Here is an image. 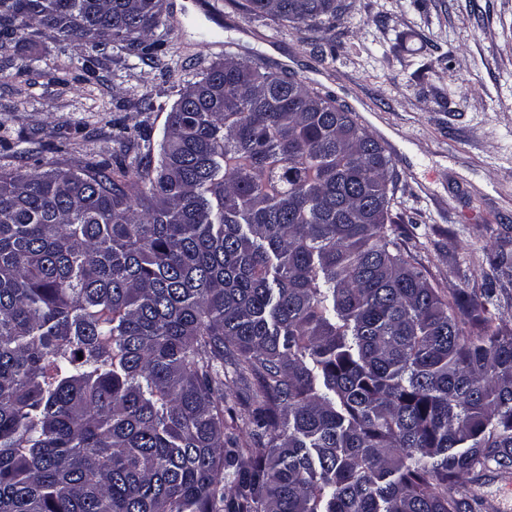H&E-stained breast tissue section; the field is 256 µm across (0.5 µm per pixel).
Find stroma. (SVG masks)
Here are the masks:
<instances>
[{"mask_svg":"<svg viewBox=\"0 0 512 512\" xmlns=\"http://www.w3.org/2000/svg\"><path fill=\"white\" fill-rule=\"evenodd\" d=\"M166 0L161 63L113 48L96 74L79 42L0 50V168L111 159L110 119L159 146L181 89L224 55L285 72L353 112L391 158V218L442 291L491 288L486 314L512 328V0H341L327 32L247 13L242 0ZM27 63L26 78H14ZM152 102L150 111L134 101ZM67 151H59V144Z\"/></svg>","mask_w":512,"mask_h":512,"instance_id":"35a3bbf8","label":"stroma"}]
</instances>
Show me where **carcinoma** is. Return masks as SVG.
I'll return each instance as SVG.
<instances>
[{
    "label": "carcinoma",
    "instance_id": "1",
    "mask_svg": "<svg viewBox=\"0 0 512 512\" xmlns=\"http://www.w3.org/2000/svg\"><path fill=\"white\" fill-rule=\"evenodd\" d=\"M315 28L336 0H246ZM163 0H0L45 36L159 61ZM353 113L232 56L158 156L0 170V512H473L512 475V329L390 227ZM258 440L224 431V366Z\"/></svg>",
    "mask_w": 512,
    "mask_h": 512
}]
</instances>
